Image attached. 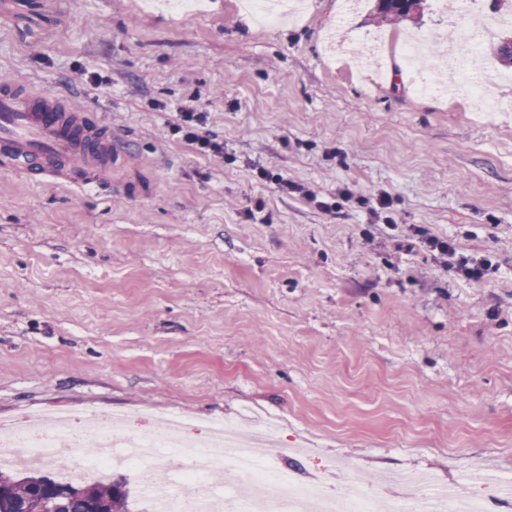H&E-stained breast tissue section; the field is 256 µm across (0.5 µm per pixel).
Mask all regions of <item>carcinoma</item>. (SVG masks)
<instances>
[{
    "label": "carcinoma",
    "mask_w": 512,
    "mask_h": 512,
    "mask_svg": "<svg viewBox=\"0 0 512 512\" xmlns=\"http://www.w3.org/2000/svg\"><path fill=\"white\" fill-rule=\"evenodd\" d=\"M378 14L384 20H407L408 8L399 0H378ZM68 493L64 512H135L125 478L91 484L62 483L39 471L0 469V512H34L50 503L54 489Z\"/></svg>",
    "instance_id": "1"
}]
</instances>
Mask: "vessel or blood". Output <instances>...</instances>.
Instances as JSON below:
<instances>
[{
    "instance_id": "b4317fda",
    "label": "vessel or blood",
    "mask_w": 512,
    "mask_h": 512,
    "mask_svg": "<svg viewBox=\"0 0 512 512\" xmlns=\"http://www.w3.org/2000/svg\"><path fill=\"white\" fill-rule=\"evenodd\" d=\"M125 138L104 128L96 116L70 112L55 93L11 88L0 91V156L29 176L25 161L38 163L41 180L82 190L127 184Z\"/></svg>"
}]
</instances>
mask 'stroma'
<instances>
[{"instance_id": "35a3bbf8", "label": "stroma", "mask_w": 512, "mask_h": 512, "mask_svg": "<svg viewBox=\"0 0 512 512\" xmlns=\"http://www.w3.org/2000/svg\"><path fill=\"white\" fill-rule=\"evenodd\" d=\"M295 2L262 28L239 0H0V85L95 114L134 167L122 195L0 168V419L267 421L303 476L421 470L473 496V464L512 473V81L477 114L462 88L415 94L398 47L420 32L443 53L441 28L480 16L482 64L506 30L491 0H427L417 27L364 9L342 37L385 35L379 79L323 50L342 0ZM189 106L223 158L174 134ZM381 193L495 272L397 241L366 204Z\"/></svg>"}]
</instances>
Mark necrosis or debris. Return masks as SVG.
Wrapping results in <instances>:
<instances>
[{"instance_id":"necrosis-or-debris-1","label":"necrosis or debris","mask_w":512,"mask_h":512,"mask_svg":"<svg viewBox=\"0 0 512 512\" xmlns=\"http://www.w3.org/2000/svg\"><path fill=\"white\" fill-rule=\"evenodd\" d=\"M158 419L154 431L128 430L97 412L0 420V466L41 467L80 448L84 454L70 477L99 480L113 467H124L134 474L151 512H305L312 500L326 503L330 512H377V495L363 484L332 497L321 480L302 479L253 449L232 447L241 433L239 422L208 421L207 443L188 447L178 436L187 427L181 415L166 412ZM160 467L174 473V486L157 488L154 473ZM397 483L401 492L391 500L392 512H466L455 492L428 474L401 476Z\"/></svg>"}]
</instances>
